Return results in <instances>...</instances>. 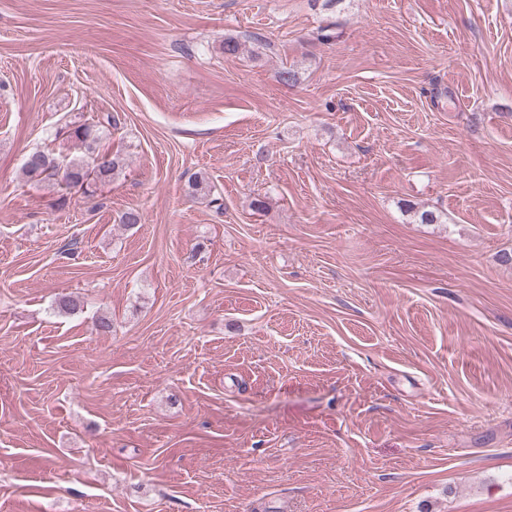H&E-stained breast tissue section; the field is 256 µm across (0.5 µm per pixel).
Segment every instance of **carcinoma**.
Here are the masks:
<instances>
[{
    "mask_svg": "<svg viewBox=\"0 0 512 512\" xmlns=\"http://www.w3.org/2000/svg\"><path fill=\"white\" fill-rule=\"evenodd\" d=\"M73 136L79 140L85 147L87 154L92 156L94 166L86 164L85 158H73L67 161L61 160L59 156L50 151H35L32 156L37 161H25L21 174L23 179L33 185L43 183L50 184L58 182L60 184L75 185L88 179L89 172L95 173L94 183L106 184L112 180L122 170L123 163L117 156L109 153H100L93 148L94 141L90 140L91 129L85 124L74 127ZM81 308L79 296L71 293H65L55 301L54 310L61 314H73Z\"/></svg>",
    "mask_w": 512,
    "mask_h": 512,
    "instance_id": "carcinoma-1",
    "label": "carcinoma"
}]
</instances>
